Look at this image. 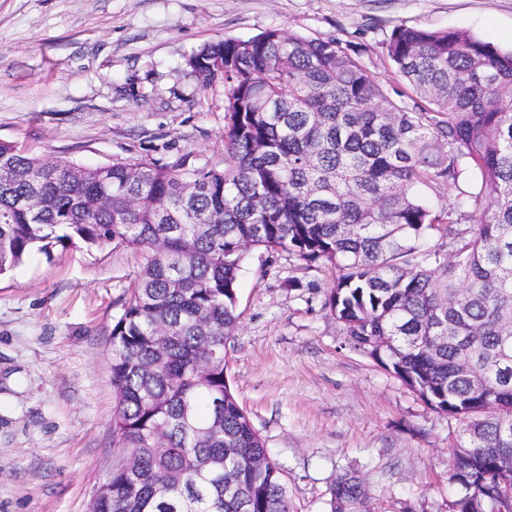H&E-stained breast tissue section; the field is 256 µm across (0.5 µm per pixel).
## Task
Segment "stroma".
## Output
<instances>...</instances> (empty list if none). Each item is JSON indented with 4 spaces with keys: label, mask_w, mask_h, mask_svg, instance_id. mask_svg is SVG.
Listing matches in <instances>:
<instances>
[{
    "label": "stroma",
    "mask_w": 512,
    "mask_h": 512,
    "mask_svg": "<svg viewBox=\"0 0 512 512\" xmlns=\"http://www.w3.org/2000/svg\"><path fill=\"white\" fill-rule=\"evenodd\" d=\"M405 25L512 47V0H0V141L96 167L224 158V85L188 65L203 45L279 28L362 50L404 90L385 41ZM143 262L123 247L32 253L0 276V512H89L112 443V322ZM294 259L258 250L241 274L227 376L281 465L296 512H326L336 477L372 512H448V434L323 310L332 274L292 288Z\"/></svg>",
    "instance_id": "stroma-1"
}]
</instances>
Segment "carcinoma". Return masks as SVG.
Here are the masks:
<instances>
[{"instance_id":"1","label":"carcinoma","mask_w":512,"mask_h":512,"mask_svg":"<svg viewBox=\"0 0 512 512\" xmlns=\"http://www.w3.org/2000/svg\"><path fill=\"white\" fill-rule=\"evenodd\" d=\"M385 47L407 97L336 37L203 46L195 71L224 82L221 166L86 168L0 141V274L56 246L144 254L110 338L112 438L134 461L91 512H293L226 377L260 248L330 269L323 308L353 348L457 421L448 512H512V50L407 26ZM368 503L345 474L328 512Z\"/></svg>"}]
</instances>
